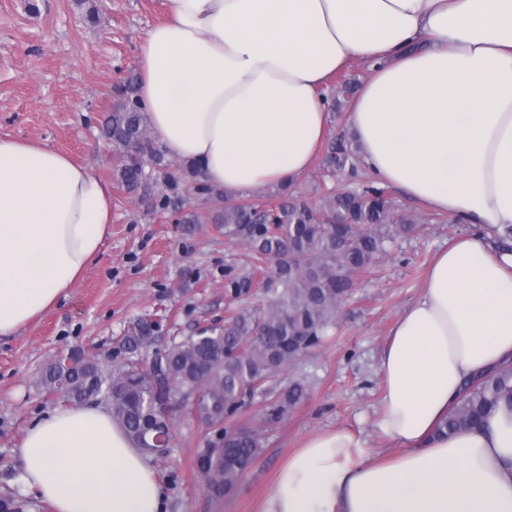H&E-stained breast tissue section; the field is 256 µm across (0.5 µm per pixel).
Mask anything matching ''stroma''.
I'll return each mask as SVG.
<instances>
[{
    "instance_id": "stroma-1",
    "label": "stroma",
    "mask_w": 512,
    "mask_h": 512,
    "mask_svg": "<svg viewBox=\"0 0 512 512\" xmlns=\"http://www.w3.org/2000/svg\"><path fill=\"white\" fill-rule=\"evenodd\" d=\"M163 2L0 0V137L47 143L113 184L112 224L77 288L19 334L0 338V499H11L17 512H53L19 487L28 426L61 405L37 385L46 362L75 347L105 354L140 317L159 318L167 344L225 324L266 298V277L254 271L245 248L212 223L187 231L184 216L205 206L191 183L181 182L161 210L112 181L117 157L103 122L136 71L140 40L163 19ZM367 179L363 172L327 176L318 158L288 192L315 203L318 186L347 189ZM390 195L415 215L418 231L397 236L387 255L355 278L326 343L290 369L308 395L269 427L263 452L234 491L211 494L197 466L205 431L187 411L175 412L170 455L152 462L168 491L167 512H260L290 453L325 431L347 429L367 447L398 455L374 427L384 390L380 352L402 310L418 298L435 254L469 227L398 190ZM233 280L249 286L235 294Z\"/></svg>"
}]
</instances>
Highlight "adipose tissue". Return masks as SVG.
Here are the masks:
<instances>
[{"label":"adipose tissue","mask_w":512,"mask_h":512,"mask_svg":"<svg viewBox=\"0 0 512 512\" xmlns=\"http://www.w3.org/2000/svg\"><path fill=\"white\" fill-rule=\"evenodd\" d=\"M141 40L156 141L237 198L305 175L327 136L322 91L368 64L346 126L371 178L471 231L440 250L380 356L376 428L306 440L260 512H512V412L438 428L473 378L512 363V0H164ZM112 187L54 148L0 138V337L67 299L100 252ZM21 481L55 512H162L156 473L84 404L43 415Z\"/></svg>","instance_id":"1"}]
</instances>
